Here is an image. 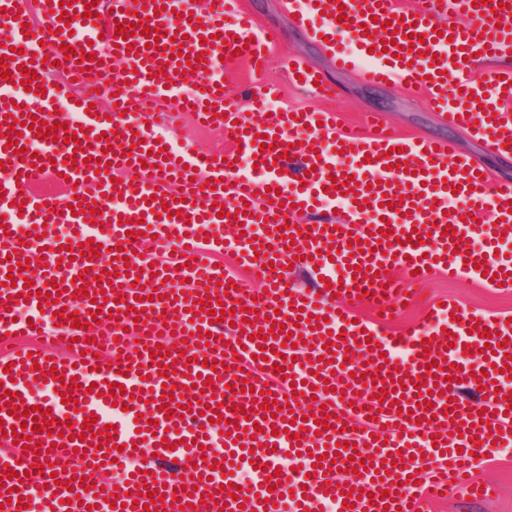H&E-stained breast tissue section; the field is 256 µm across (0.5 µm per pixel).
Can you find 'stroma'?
Here are the masks:
<instances>
[{
    "label": "stroma",
    "instance_id": "stroma-1",
    "mask_svg": "<svg viewBox=\"0 0 512 512\" xmlns=\"http://www.w3.org/2000/svg\"><path fill=\"white\" fill-rule=\"evenodd\" d=\"M242 2L274 37V62L269 77L281 87L280 95L273 101L274 112L317 104L316 99L289 84L285 71L278 64L279 59L294 57L320 71L335 87L337 97L332 107L341 130H349L359 113L376 112L399 134L451 141L459 154L476 160L497 182L512 184V155L506 157L485 152L472 135L448 126L431 112L422 94L414 87L370 85L352 72L336 69L327 48L295 22L286 0ZM161 135L176 147L193 143L214 153L225 149L222 129L198 128L186 116L176 126L162 130ZM414 291L415 302L402 309L394 323L395 328H402L408 319L419 317L427 304L443 297L454 299L464 311L496 321L512 318V284L492 288L464 278L453 281L435 271L423 284L415 286ZM474 474L479 481L493 486L490 498L475 501L463 492L452 491L447 501L422 503L420 512H512V450L487 447L485 454L476 457Z\"/></svg>",
    "mask_w": 512,
    "mask_h": 512
}]
</instances>
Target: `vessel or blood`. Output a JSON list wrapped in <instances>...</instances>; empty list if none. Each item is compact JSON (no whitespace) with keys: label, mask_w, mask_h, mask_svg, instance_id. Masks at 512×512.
Returning <instances> with one entry per match:
<instances>
[{"label":"vessel or blood","mask_w":512,"mask_h":512,"mask_svg":"<svg viewBox=\"0 0 512 512\" xmlns=\"http://www.w3.org/2000/svg\"><path fill=\"white\" fill-rule=\"evenodd\" d=\"M60 0H0V58L14 54L8 68L13 81L24 69L38 82L27 85L22 98L0 100V213L19 217L31 243L0 227V420L11 426L8 406L37 408L49 432L31 435L33 446L10 455L12 439L0 441V512H17L30 503L33 485L43 487L41 512H318L331 500L335 512H417L425 497L439 496L449 485L473 497L488 495L473 480L474 452L490 445L512 446V326L482 319L491 331L479 337L469 313L445 303L395 335L379 322L356 320L353 300L391 314L404 295L390 267L404 274L439 269L451 278L493 285L495 276L512 282V262L498 258L503 243L512 242V185H495L489 173L456 153L450 142L416 139L389 132L381 117L364 113L357 129L340 131L329 111L298 110L267 117L264 104L276 92L267 82L271 41L256 36L254 21L238 0H207L193 10L188 0H73L67 18L54 7ZM300 26L327 42L337 68L355 72L367 83L401 78L419 88L431 111L449 125L470 131L490 153L512 154V68L476 76L479 59L512 51V0H419L403 8L396 0H288ZM49 18L50 35L27 36L31 11ZM145 19L160 30L159 50L147 49L145 34L124 56L114 46L116 25ZM84 28L73 36V28ZM76 52L66 60L64 46ZM92 69L80 70L87 57ZM125 63L123 81H113L115 58ZM195 61L196 84L184 93L179 83L188 61ZM240 60L251 70L250 113L239 112L224 93V62ZM299 88L313 97L332 99L334 88L291 58ZM87 86L79 102L82 113L67 129L55 128V99L67 96L70 78ZM169 108H159L161 100ZM193 112L205 126H219L240 151L208 160L194 148H162L158 131ZM53 124L49 138L37 139L27 117ZM76 140L64 143L66 131ZM274 139V151H261V136ZM40 143L41 154L56 165L51 175L68 176L76 186L72 204L44 197H25L39 167L21 161L16 151ZM254 168L240 174L236 156ZM108 157L102 169L87 167L86 158ZM133 173V181H115L116 172ZM355 179L360 192L350 190ZM332 188L341 208L336 226L324 221L300 222L323 202ZM279 203H272V193ZM96 201L97 225H88L81 209ZM492 224L478 222L482 209ZM237 217L243 229L222 237L243 266L257 270L266 288L254 299L246 285L203 260L197 238L223 226L218 210ZM52 224L72 225L71 236H49ZM295 228L282 238V226ZM455 237L442 233L443 226ZM176 243L172 256L156 264L134 259L150 236ZM95 239L99 257L71 256V248ZM52 245V261L32 276L9 275L10 263L25 262L41 242ZM324 277L327 286L292 304L294 286L280 274L293 263ZM113 273L111 285L95 277ZM192 288H184L183 279ZM59 292L46 296L49 282ZM341 284L332 297L330 284ZM86 285L87 295L76 292ZM177 292L178 301L168 293ZM141 303L150 314L134 319L126 308ZM222 303L233 310L232 323H213L201 303ZM29 320H14L15 310ZM98 318L103 335L73 328L78 365L48 356L45 350L19 353L10 347L15 336L46 330L56 313ZM292 331V345L274 339L259 350L257 336L274 323ZM137 327L140 344L128 346L125 328ZM208 332L180 349V330ZM496 347L483 355L485 344ZM171 346V354L150 358L145 350ZM114 352L110 362L98 360L99 349ZM435 366H427V358ZM220 369L208 367V360ZM284 364L274 374L275 364ZM174 366L166 374V366ZM55 371V392L33 393L30 382H42ZM404 371L395 389L396 371ZM365 373L371 384L351 380ZM250 391H243V383ZM482 386L483 395L464 400L460 383ZM125 392L112 396L109 384ZM436 393H428V384ZM185 397L190 411L171 416L163 408L165 386ZM72 402H64V392ZM266 392L270 409L256 407L254 392ZM453 412H445L446 403ZM114 421L104 416L112 405ZM93 419V443L80 441L85 419ZM328 420L326 435L317 423ZM458 434H450L452 426ZM110 458L119 490L111 501H96L93 492L66 487L70 478L99 483L95 453ZM84 454L82 468L54 471L59 460ZM337 458L335 470L319 468L320 455ZM251 497L233 501L226 485L251 462ZM292 464L290 477L275 470ZM351 478H342V471ZM156 485L148 496V485ZM138 507L127 506V499Z\"/></svg>","instance_id":"vessel-or-blood-1"}]
</instances>
